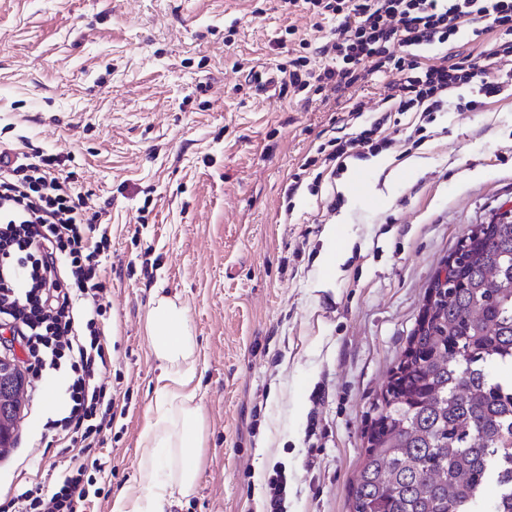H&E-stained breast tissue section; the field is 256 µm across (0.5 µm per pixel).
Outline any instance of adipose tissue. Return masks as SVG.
Listing matches in <instances>:
<instances>
[{
    "mask_svg": "<svg viewBox=\"0 0 512 512\" xmlns=\"http://www.w3.org/2000/svg\"><path fill=\"white\" fill-rule=\"evenodd\" d=\"M145 333L160 363L162 384L152 419L139 439L140 481L119 495L112 512H164L168 499L194 492L200 472L195 450L202 443L204 416L196 401L199 360L186 307L155 294Z\"/></svg>",
    "mask_w": 512,
    "mask_h": 512,
    "instance_id": "obj_1",
    "label": "adipose tissue"
}]
</instances>
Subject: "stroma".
Wrapping results in <instances>:
<instances>
[{
  "label": "stroma",
  "instance_id": "35a3bbf8",
  "mask_svg": "<svg viewBox=\"0 0 512 512\" xmlns=\"http://www.w3.org/2000/svg\"><path fill=\"white\" fill-rule=\"evenodd\" d=\"M314 23L284 0H0V140L72 153L111 227L119 413L87 512L139 480L159 288L188 310L205 419L196 491L165 512H261L280 469L287 512H350L363 433L432 281L474 225L512 209V96L436 113L416 147L402 115L383 155L424 158L418 171L390 177L369 154L335 178L301 173L342 112L247 75L323 41ZM44 418L18 412L0 492L62 461Z\"/></svg>",
  "mask_w": 512,
  "mask_h": 512
}]
</instances>
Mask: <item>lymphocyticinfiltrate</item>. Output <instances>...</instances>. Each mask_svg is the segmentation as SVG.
I'll use <instances>...</instances> for the list:
<instances>
[{
	"label": "lymphocytic infiltrate",
	"mask_w": 512,
	"mask_h": 512,
	"mask_svg": "<svg viewBox=\"0 0 512 512\" xmlns=\"http://www.w3.org/2000/svg\"><path fill=\"white\" fill-rule=\"evenodd\" d=\"M333 23L329 40L306 56L278 63L281 91L346 92L374 73L397 74L363 120L364 106L347 108L349 133L330 138L306 157L339 174L350 157L392 147L393 115L414 113L430 123L448 108L479 110L487 99L512 93V73L480 56L448 52L471 23L493 15L498 35L490 52L512 57V0H284ZM413 46L442 49L439 64L410 54ZM469 88L468 99L455 98ZM64 157L19 147L0 148V357L23 350L31 398L48 378L60 379L64 402L44 424L67 466L40 484L17 490L0 512H86L103 468L95 455L115 420L116 399L103 379L111 365L104 337L107 309L100 299L111 242L109 225L83 193Z\"/></svg>",
	"instance_id": "f902f5d3"
}]
</instances>
